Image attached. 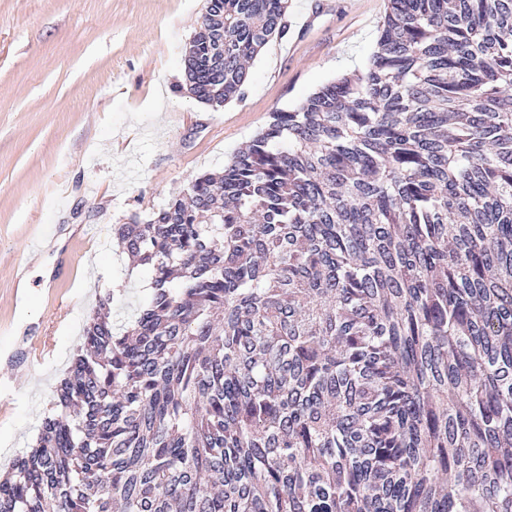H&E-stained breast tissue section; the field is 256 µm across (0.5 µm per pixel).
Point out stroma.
I'll return each mask as SVG.
<instances>
[{
  "label": "stroma",
  "instance_id": "1",
  "mask_svg": "<svg viewBox=\"0 0 512 512\" xmlns=\"http://www.w3.org/2000/svg\"><path fill=\"white\" fill-rule=\"evenodd\" d=\"M205 0H0V474L36 440L103 295L129 321L150 274L113 225L219 173L279 110L361 71L385 0H288L242 99L192 98Z\"/></svg>",
  "mask_w": 512,
  "mask_h": 512
}]
</instances>
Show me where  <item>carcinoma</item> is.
<instances>
[{"label": "carcinoma", "instance_id": "obj_1", "mask_svg": "<svg viewBox=\"0 0 512 512\" xmlns=\"http://www.w3.org/2000/svg\"><path fill=\"white\" fill-rule=\"evenodd\" d=\"M288 0H205L199 102ZM99 299L0 512H512V0H387L366 68L112 225Z\"/></svg>", "mask_w": 512, "mask_h": 512}]
</instances>
